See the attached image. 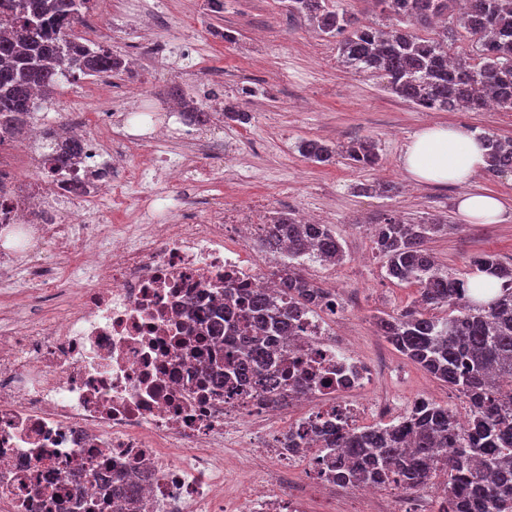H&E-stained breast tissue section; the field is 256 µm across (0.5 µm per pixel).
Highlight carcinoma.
Returning a JSON list of instances; mask_svg holds the SVG:
<instances>
[{
    "label": "carcinoma",
    "instance_id": "obj_1",
    "mask_svg": "<svg viewBox=\"0 0 512 512\" xmlns=\"http://www.w3.org/2000/svg\"><path fill=\"white\" fill-rule=\"evenodd\" d=\"M97 0H0V157L30 126L31 100L49 97L65 73L117 76L124 59L73 35L74 27ZM396 24L380 30L363 23L341 0H282L291 16L308 20L315 32L336 40L342 63L355 73H381L402 99L430 111L477 112L494 102L512 111V0H379ZM448 18L435 37L417 28ZM476 40L474 56H450L448 42L457 29ZM487 149L486 172H512V140L478 134ZM313 163L342 158L350 166L379 163L375 145L356 140L331 147L319 140L301 144ZM81 145L69 141L53 158L54 169L72 164ZM439 223L389 217L375 225L374 245L386 276L418 285V298L395 314L377 318L380 335L399 353L466 398L467 423L453 409L418 399L411 410L387 426L351 428L327 434L323 447L336 453L339 487L354 483L393 487L405 496L425 489L434 475H447L448 505L438 512H512V396L496 380L512 378V269L490 254L472 260L476 273L494 278L498 288H472L467 278L443 271L428 249ZM271 250L289 243L288 256L315 252L341 261L343 247L328 224H302L281 216L266 230ZM279 286L288 309L245 288L224 290V313L231 303L247 335L228 369L243 375L269 365L265 342L290 325L291 311L318 305L323 289L288 266ZM447 307L446 318L430 311Z\"/></svg>",
    "mask_w": 512,
    "mask_h": 512
}]
</instances>
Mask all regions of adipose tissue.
I'll return each instance as SVG.
<instances>
[{"label": "adipose tissue", "instance_id": "adipose-tissue-1", "mask_svg": "<svg viewBox=\"0 0 512 512\" xmlns=\"http://www.w3.org/2000/svg\"><path fill=\"white\" fill-rule=\"evenodd\" d=\"M402 165L415 182L463 186L458 212L466 220L499 221L504 204L498 197L465 189L487 166L481 141L465 129L441 123L423 128L406 148Z\"/></svg>", "mask_w": 512, "mask_h": 512}]
</instances>
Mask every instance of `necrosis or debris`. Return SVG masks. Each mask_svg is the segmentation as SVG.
<instances>
[{
	"mask_svg": "<svg viewBox=\"0 0 512 512\" xmlns=\"http://www.w3.org/2000/svg\"><path fill=\"white\" fill-rule=\"evenodd\" d=\"M103 114L96 132L67 115L66 137L81 140L76 169L32 183L0 169V280L22 277L28 301L46 289L84 281L68 309L17 325L0 307V512H307L314 489L327 487L328 424L354 427L386 417L385 401L356 400L378 372L325 317L339 312L335 292L271 337L273 360L287 361V383L249 375L205 385L203 366L219 365L239 330H209L224 291H273L257 267L244 220L222 209L187 208L196 183L183 158L165 162L177 192L165 204L139 197L119 231L99 204L129 178L124 159L139 148L199 138L180 112L155 113L146 133ZM55 244L81 263L47 272L36 244ZM246 448L256 462L279 463L236 499L224 495L218 463L225 449Z\"/></svg>",
	"mask_w": 512,
	"mask_h": 512,
	"instance_id": "1",
	"label": "necrosis or debris"
}]
</instances>
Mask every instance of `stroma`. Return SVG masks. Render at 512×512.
I'll return each mask as SVG.
<instances>
[{
    "label": "stroma",
    "instance_id": "obj_1",
    "mask_svg": "<svg viewBox=\"0 0 512 512\" xmlns=\"http://www.w3.org/2000/svg\"><path fill=\"white\" fill-rule=\"evenodd\" d=\"M126 0H99L94 13L77 27L78 36L100 39L112 53L135 56L131 75L112 81L113 96L96 95L94 79L75 75L61 80L52 102H67L89 123L109 112L121 115L117 91L136 92L145 107L166 100L172 86L196 98L210 91L216 114L212 128L224 131L228 151L218 156L198 148L189 162L202 200L234 210L251 201L257 222L275 211H308L331 225L343 245V262L331 264L312 255L301 257L299 269L320 287L336 285L343 309L331 331L356 339L363 356L384 353L386 367L361 398L393 401L409 409L420 398L466 413L464 396L424 372L380 336L375 319L393 314L418 295L413 284H396L385 276L383 261L368 233L382 218L408 221L441 218L444 231L428 247L441 268L460 278L473 275L471 261L495 255L512 265V173L477 175L475 192L501 197L506 203L496 224H472L457 213L459 186L419 185L401 165L414 134L428 122L512 139V111L499 107L478 112H426L404 101L372 73H353L342 65L335 40L319 36L301 18L289 17L280 0H224L222 12H211L207 0H144L158 15V27L143 30L124 11ZM112 15L103 34L91 29L97 13ZM193 54H185V44ZM230 102L250 112L247 124L225 123L218 111ZM368 137L378 146V166L359 169L344 160L323 166L301 157L300 141L316 139L331 145ZM390 186L387 194L360 193V184Z\"/></svg>",
    "mask_w": 512,
    "mask_h": 512
}]
</instances>
